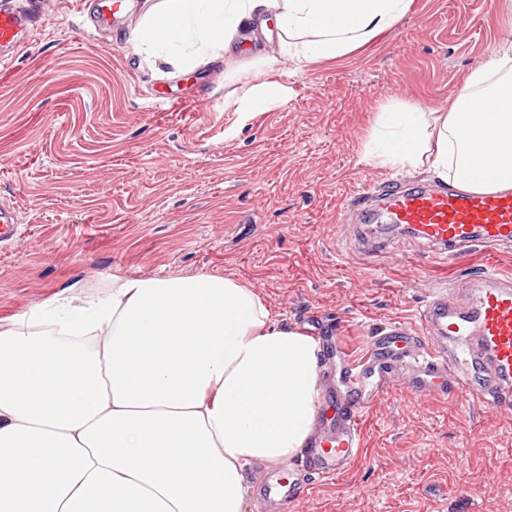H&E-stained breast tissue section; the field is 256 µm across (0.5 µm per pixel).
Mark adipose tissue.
<instances>
[{
    "mask_svg": "<svg viewBox=\"0 0 512 512\" xmlns=\"http://www.w3.org/2000/svg\"><path fill=\"white\" fill-rule=\"evenodd\" d=\"M411 0H152L140 47L166 63L223 58L244 21L281 58L341 57ZM365 159L512 190V42L449 111L383 105ZM320 345L255 289L216 274L122 277L0 319V512H244L249 476L306 448Z\"/></svg>",
    "mask_w": 512,
    "mask_h": 512,
    "instance_id": "adipose-tissue-1",
    "label": "adipose tissue"
}]
</instances>
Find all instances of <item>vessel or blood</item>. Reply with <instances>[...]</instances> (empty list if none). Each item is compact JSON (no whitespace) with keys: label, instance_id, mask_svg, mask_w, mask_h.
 Returning a JSON list of instances; mask_svg holds the SVG:
<instances>
[{"label":"vessel or blood","instance_id":"obj_1","mask_svg":"<svg viewBox=\"0 0 512 512\" xmlns=\"http://www.w3.org/2000/svg\"><path fill=\"white\" fill-rule=\"evenodd\" d=\"M30 15L25 0H0V61L22 49ZM369 221L409 228L419 246L460 258L483 247L494 259L512 243V192H472L451 185L439 189L392 185L381 210ZM465 303L433 290L420 315V330L397 324L372 336L357 360L345 361L341 378L350 396L348 409L320 414L325 438L309 443L307 463L325 476L348 470L364 443L360 415L393 384L400 368L412 372L413 386H431L440 397L463 394L486 408L512 414V276L488 269L466 282ZM263 500L286 512L297 498L291 482L267 483Z\"/></svg>","mask_w":512,"mask_h":512}]
</instances>
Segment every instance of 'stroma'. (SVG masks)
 <instances>
[{"label": "stroma", "instance_id": "1", "mask_svg": "<svg viewBox=\"0 0 512 512\" xmlns=\"http://www.w3.org/2000/svg\"><path fill=\"white\" fill-rule=\"evenodd\" d=\"M21 52L0 66V203L20 234L0 244V318L113 276L233 277L286 325L344 326L350 354L400 322L418 328L435 288L480 274L420 251L407 233L368 253L375 225L352 204L392 182L434 185L427 169L364 159L380 107L449 109L469 73L512 41V0H412L366 47L299 67L278 39L244 31L230 61L155 64L134 39L145 0L98 25L96 0H31ZM263 82L280 100L242 112ZM360 417L359 459L340 477L308 473L289 512H512V419L468 397L411 390L406 373Z\"/></svg>", "mask_w": 512, "mask_h": 512}]
</instances>
